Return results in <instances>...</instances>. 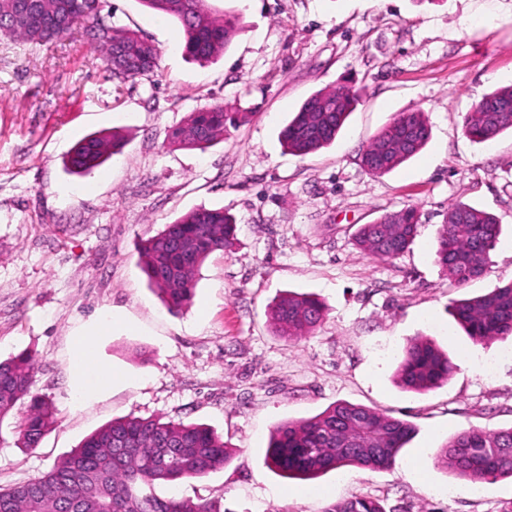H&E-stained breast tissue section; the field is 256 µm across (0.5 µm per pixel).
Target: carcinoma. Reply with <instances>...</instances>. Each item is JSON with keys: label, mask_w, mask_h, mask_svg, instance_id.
Returning a JSON list of instances; mask_svg holds the SVG:
<instances>
[{"label": "carcinoma", "mask_w": 512, "mask_h": 512, "mask_svg": "<svg viewBox=\"0 0 512 512\" xmlns=\"http://www.w3.org/2000/svg\"><path fill=\"white\" fill-rule=\"evenodd\" d=\"M141 2L179 22L184 51L199 63L221 54L239 29V16L216 14L208 0ZM78 32L95 44L109 76L118 82L133 81L157 66L152 43L135 32L115 30L101 12L88 10V0H0L1 36L45 43ZM118 51L128 59L123 71L110 66ZM360 98V91L347 85L313 94L282 130L284 147L304 157L330 145ZM503 103L512 104V86L493 91L465 116L464 135L485 143L512 131V112L494 111ZM247 116L229 112L222 104L191 112L170 130L169 144L204 151L224 139L227 124L242 123ZM430 135L424 113L400 112L363 149L361 165L372 175L387 174L418 154ZM121 146L122 135L116 130L89 135L69 152L66 167L75 175H88ZM419 224L414 206L387 212L359 226L355 246L365 255L395 259L413 243ZM499 227L498 218L482 209L463 202L449 205L437 238L436 262L459 285L481 276ZM235 231V218L223 209L199 208L141 244L142 269L167 308L180 310L192 303L201 265L211 254L231 250ZM451 315L476 344L512 337V283L454 302ZM325 316L317 296L293 291L280 294L269 311L275 334L286 340L310 334ZM455 369L432 341L417 338L405 347L397 376L403 389L425 392L447 382ZM34 373L35 360L29 353L0 361V422L16 406L26 404L16 425L20 448L37 447L56 422L52 403L31 395ZM412 432L405 420L338 401L313 417L276 425L266 460L288 478L308 479L346 465L379 469L392 465ZM233 456L228 444L203 425L161 417L114 420L42 477L0 488V512H226L208 501L160 497L155 486L202 478ZM437 459L473 484L512 477V427L463 429L441 448ZM324 512L386 510L379 499L354 496L329 504Z\"/></svg>", "instance_id": "carcinoma-1"}]
</instances>
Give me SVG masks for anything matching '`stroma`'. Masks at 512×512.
<instances>
[{
  "label": "stroma",
  "mask_w": 512,
  "mask_h": 512,
  "mask_svg": "<svg viewBox=\"0 0 512 512\" xmlns=\"http://www.w3.org/2000/svg\"><path fill=\"white\" fill-rule=\"evenodd\" d=\"M241 28L207 64L186 56L182 30L139 0H103L113 28L136 32L158 65L107 79L89 40L31 44L0 37V359L26 351L32 392L56 423L37 448L17 447L22 408L0 423V488L38 479L83 439L128 415L208 425L233 459L161 494L217 501L227 512H324L351 496L387 512H502L512 479L479 495L438 465L458 431L512 427V338L472 343L450 314L456 300L512 282V132L490 143L462 133L466 113L512 84V0H210ZM339 85L362 101L328 147L299 157L279 134L313 93ZM248 113L206 150L169 145L194 110ZM425 112L431 138L398 169L370 175L362 150L397 114ZM121 129L126 144L93 174L63 158L88 134ZM495 214L502 226L484 273L465 285L435 261L450 204ZM418 235L393 260L360 253L359 225L406 206ZM237 220L229 253L212 254L192 304L169 311L141 271L142 242L196 208ZM286 290L326 305L324 323L287 341L268 311ZM112 315L97 338L120 376L79 399L70 370L78 331ZM434 339L456 366L427 392L395 372L408 340ZM338 401L386 412L415 433L390 467L347 465L311 480L265 462L273 428Z\"/></svg>",
  "instance_id": "stroma-1"
}]
</instances>
